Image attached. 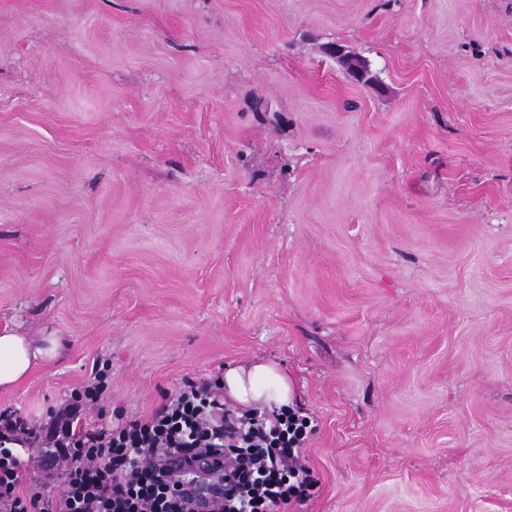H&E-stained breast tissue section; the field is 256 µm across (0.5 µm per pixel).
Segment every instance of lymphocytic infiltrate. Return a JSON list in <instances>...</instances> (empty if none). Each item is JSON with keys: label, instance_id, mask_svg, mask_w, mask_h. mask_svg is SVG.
<instances>
[{"label": "lymphocytic infiltrate", "instance_id": "f902f5d3", "mask_svg": "<svg viewBox=\"0 0 512 512\" xmlns=\"http://www.w3.org/2000/svg\"><path fill=\"white\" fill-rule=\"evenodd\" d=\"M78 405L57 413L47 446L59 449L57 491L30 473L12 442L41 434L0 418V512H201L190 493L173 494L170 456L207 455L224 470L215 512H277L311 486L299 456L307 420L296 411L270 417L238 412L216 382L185 383L150 415L74 428Z\"/></svg>", "mask_w": 512, "mask_h": 512}]
</instances>
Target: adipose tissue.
<instances>
[{
  "label": "adipose tissue",
  "mask_w": 512,
  "mask_h": 512,
  "mask_svg": "<svg viewBox=\"0 0 512 512\" xmlns=\"http://www.w3.org/2000/svg\"><path fill=\"white\" fill-rule=\"evenodd\" d=\"M58 342L35 338L15 330L0 331V389L23 384L38 366L56 359ZM224 395L243 409L284 413L295 404V388L287 372L275 361L255 359L225 368Z\"/></svg>",
  "instance_id": "adipose-tissue-1"
}]
</instances>
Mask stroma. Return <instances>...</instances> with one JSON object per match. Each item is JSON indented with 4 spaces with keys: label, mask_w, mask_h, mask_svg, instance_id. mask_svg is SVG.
<instances>
[{
    "label": "stroma",
    "mask_w": 512,
    "mask_h": 512,
    "mask_svg": "<svg viewBox=\"0 0 512 512\" xmlns=\"http://www.w3.org/2000/svg\"><path fill=\"white\" fill-rule=\"evenodd\" d=\"M4 327L0 412L271 357L288 512H512V0H0ZM58 356V342L53 336L35 338L4 328L0 332V389L23 384L38 366Z\"/></svg>",
    "instance_id": "stroma-1"
}]
</instances>
